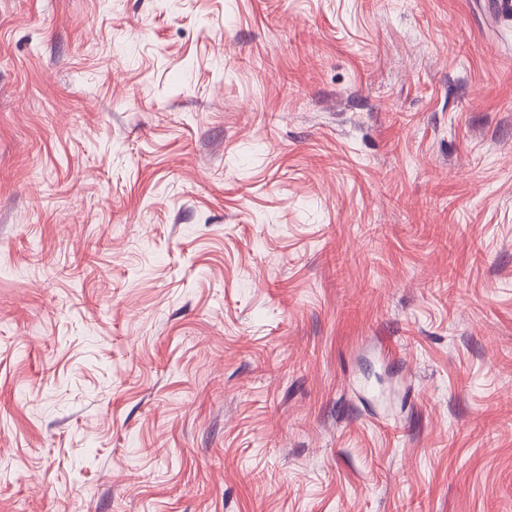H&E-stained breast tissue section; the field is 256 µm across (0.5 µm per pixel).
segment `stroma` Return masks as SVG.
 <instances>
[{"label":"stroma","instance_id":"obj_1","mask_svg":"<svg viewBox=\"0 0 512 512\" xmlns=\"http://www.w3.org/2000/svg\"><path fill=\"white\" fill-rule=\"evenodd\" d=\"M0 512H512V13L0 0Z\"/></svg>","mask_w":512,"mask_h":512}]
</instances>
